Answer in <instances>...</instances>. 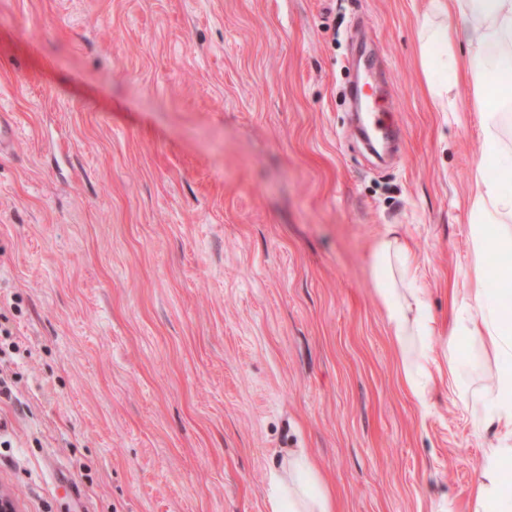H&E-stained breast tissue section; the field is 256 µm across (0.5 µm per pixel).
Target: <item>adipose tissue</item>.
Returning <instances> with one entry per match:
<instances>
[{"label":"adipose tissue","instance_id":"obj_1","mask_svg":"<svg viewBox=\"0 0 512 512\" xmlns=\"http://www.w3.org/2000/svg\"><path fill=\"white\" fill-rule=\"evenodd\" d=\"M433 20L420 31L421 63L432 74L431 92L438 107L447 104L448 83L466 70L475 85L486 77L512 76V0H431ZM456 25L444 24L445 16ZM465 45L458 58L456 45ZM512 94L495 100L480 97L477 108L483 129L482 162L477 190L469 202V234L477 264L473 284L452 294L448 329V390L480 426L503 431L498 447L488 449L474 488L473 512H512V273L498 285H484L481 266L493 254L512 253V146L500 132L502 110ZM372 271L390 336L400 356L403 381L420 407H427L438 360L426 344L434 329L423 289L414 287L415 271L406 244L392 233L379 237L372 250ZM480 344L491 354L498 375L493 388L472 398L467 377L473 363L459 350ZM272 512H335L336 504L317 467L303 451L288 459V475L274 481L269 493Z\"/></svg>","mask_w":512,"mask_h":512}]
</instances>
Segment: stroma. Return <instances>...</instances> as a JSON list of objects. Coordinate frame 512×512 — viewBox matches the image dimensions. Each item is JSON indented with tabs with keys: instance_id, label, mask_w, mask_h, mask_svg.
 Here are the masks:
<instances>
[{
	"instance_id": "stroma-1",
	"label": "stroma",
	"mask_w": 512,
	"mask_h": 512,
	"mask_svg": "<svg viewBox=\"0 0 512 512\" xmlns=\"http://www.w3.org/2000/svg\"><path fill=\"white\" fill-rule=\"evenodd\" d=\"M430 0H0V491L18 512H270L303 450L337 512H472L486 449L404 387L371 274L408 242L447 349L473 276L475 87L436 110ZM404 134L354 128L359 42Z\"/></svg>"
}]
</instances>
